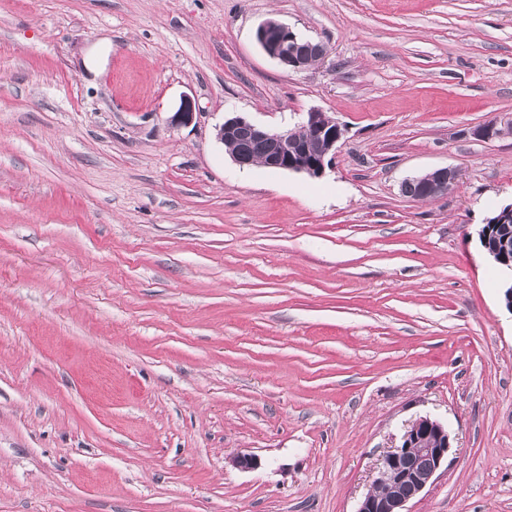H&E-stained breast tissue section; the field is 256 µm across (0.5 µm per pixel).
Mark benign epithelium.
Wrapping results in <instances>:
<instances>
[{
    "label": "benign epithelium",
    "mask_w": 512,
    "mask_h": 512,
    "mask_svg": "<svg viewBox=\"0 0 512 512\" xmlns=\"http://www.w3.org/2000/svg\"><path fill=\"white\" fill-rule=\"evenodd\" d=\"M256 40L270 58L292 71L307 69V58L312 50L319 59L328 55V49L302 39L287 26L275 20L262 22L256 31ZM196 118L195 105L183 96L173 112L170 123L186 126ZM244 132L262 150L263 155L234 154L232 160L241 168L261 163L268 168L321 177L331 164L338 142L343 135L341 127L324 112L311 109L303 121L292 129L275 131L256 124L242 115L230 117L218 129V139L224 140ZM458 171L441 167L433 176H417L406 183H419L425 197L436 198L448 193L458 182ZM512 203L488 220L490 227L479 231V241L498 262H509L512 257L508 241L512 238ZM451 448L448 427L437 419L420 416L404 431L400 442L381 458L373 479V490L360 502L357 512H409L407 505L416 499L448 463Z\"/></svg>",
    "instance_id": "1"
}]
</instances>
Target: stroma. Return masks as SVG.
<instances>
[{"mask_svg":"<svg viewBox=\"0 0 512 512\" xmlns=\"http://www.w3.org/2000/svg\"><path fill=\"white\" fill-rule=\"evenodd\" d=\"M268 19L328 58L282 67ZM313 108L319 178L217 138ZM497 117L512 0H0V512H356L421 416L451 449L410 512H512ZM434 172V176H417L406 180L402 184V192L405 194L407 184L419 183L422 191L417 184H413L409 186L407 196L413 199L436 198L447 194L458 182L459 174L454 168L441 167L434 170ZM487 221L488 222L486 224H491V227H493L494 224H508L512 228V223H510V221L512 222V203L504 206L498 216ZM498 228L499 226L494 233L495 235H493L495 240L493 246L490 245L492 230L489 227H486V229H483L482 227L479 231V241L482 242L483 247L496 261L509 263L510 248L508 241L512 237L511 228L506 225V227L501 229V233L497 234Z\"/></svg>","mask_w":512,"mask_h":512,"instance_id":"35a3bbf8","label":"stroma"}]
</instances>
